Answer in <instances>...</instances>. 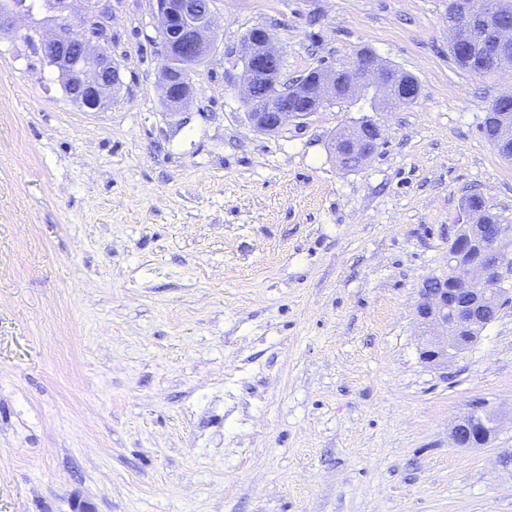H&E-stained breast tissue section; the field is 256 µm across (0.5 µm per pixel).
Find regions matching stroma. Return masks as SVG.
Masks as SVG:
<instances>
[{
    "label": "stroma",
    "instance_id": "1",
    "mask_svg": "<svg viewBox=\"0 0 512 512\" xmlns=\"http://www.w3.org/2000/svg\"><path fill=\"white\" fill-rule=\"evenodd\" d=\"M448 3L218 0L178 114L150 0H102V111L26 21L0 34V512H512V305L445 368L414 317L468 195L512 224V160L481 132L512 65L458 68ZM255 27L283 79L367 48L419 97L256 132ZM362 119L383 143L342 168L331 140ZM479 402L500 429L454 447Z\"/></svg>",
    "mask_w": 512,
    "mask_h": 512
}]
</instances>
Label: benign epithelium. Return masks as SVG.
<instances>
[{
  "label": "benign epithelium",
  "mask_w": 512,
  "mask_h": 512,
  "mask_svg": "<svg viewBox=\"0 0 512 512\" xmlns=\"http://www.w3.org/2000/svg\"><path fill=\"white\" fill-rule=\"evenodd\" d=\"M46 0L55 13V27L42 32L30 28L39 38L43 55L58 70L66 93L92 110L105 109L112 89L120 83V70L112 60L111 36L97 21V0ZM494 0H460L448 19L451 48L461 53L492 48L495 56L512 55V27L490 17ZM160 40V74L163 99L177 111L191 97V72L195 63L207 57L216 28L215 0H151ZM30 16L23 0L0 4V32L13 29ZM243 84L240 97L246 120L257 132L275 134L294 122L300 126L319 114L326 105L345 97H368L376 102L411 101L419 85L399 80L392 69L379 64L376 56L364 52L350 69L320 67L313 76L299 79L294 97L306 101L303 111L285 108L280 98L281 54L265 29L257 27L241 43ZM487 117L500 128L503 140L512 138V113L499 112L491 104ZM382 139L381 128L341 131L334 139L337 159L349 142L359 163L374 156ZM512 299V225L459 224L448 245V272L423 281L415 305L422 330L420 358L432 367L466 350L486 328L491 315L500 312L506 298ZM498 420L482 406H476L451 428L452 443L460 448L485 445L495 435Z\"/></svg>",
  "instance_id": "obj_1"
}]
</instances>
